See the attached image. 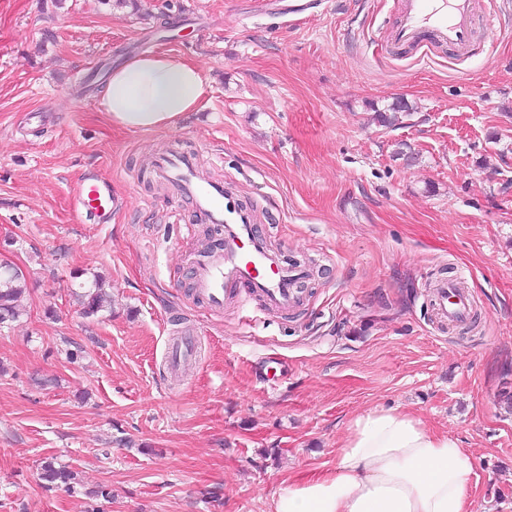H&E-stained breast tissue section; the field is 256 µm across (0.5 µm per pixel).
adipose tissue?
<instances>
[{"mask_svg": "<svg viewBox=\"0 0 512 512\" xmlns=\"http://www.w3.org/2000/svg\"><path fill=\"white\" fill-rule=\"evenodd\" d=\"M206 92L201 68L170 52L113 69L99 99L113 127H175ZM475 459L458 439L415 416L375 408L354 417L333 473L289 483L272 512H470Z\"/></svg>", "mask_w": 512, "mask_h": 512, "instance_id": "ef3b65f1", "label": "adipose tissue"}]
</instances>
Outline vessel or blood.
I'll return each mask as SVG.
<instances>
[{
  "instance_id": "vessel-or-blood-1",
  "label": "vessel or blood",
  "mask_w": 512,
  "mask_h": 512,
  "mask_svg": "<svg viewBox=\"0 0 512 512\" xmlns=\"http://www.w3.org/2000/svg\"><path fill=\"white\" fill-rule=\"evenodd\" d=\"M479 5L480 0H404L393 44L426 54L435 45L465 53L476 43H491L495 26H475ZM154 170L191 198L209 223L222 228L219 245L197 251L190 258L195 291L210 308H223L226 300L244 294L279 310L297 304L298 285L308 277V268L285 262L268 250L256 228L257 207L240 203L233 177L217 181L200 178L196 157L179 151L156 155ZM117 203L108 182L87 176L77 185L73 210L81 223L102 224ZM432 306L442 325L449 327L467 316L472 301L453 283L441 279L434 285Z\"/></svg>"
}]
</instances>
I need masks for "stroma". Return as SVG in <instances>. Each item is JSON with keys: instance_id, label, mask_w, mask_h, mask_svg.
I'll return each mask as SVG.
<instances>
[{"instance_id": "35a3bbf8", "label": "stroma", "mask_w": 512, "mask_h": 512, "mask_svg": "<svg viewBox=\"0 0 512 512\" xmlns=\"http://www.w3.org/2000/svg\"><path fill=\"white\" fill-rule=\"evenodd\" d=\"M400 8L323 0L293 22L240 0H0V260L27 277L0 327V512H270L373 408L456 437L476 512H512V27L423 60L384 50ZM146 36L197 62L207 93L173 128L112 127L99 71ZM398 98L411 115L378 123ZM166 148L263 208L266 242L310 269L299 306L197 297L186 255L216 228L155 177ZM87 173L122 201L108 223L73 216ZM96 275L112 303L88 318L74 293ZM444 277L477 322L435 321ZM48 458L77 492L43 488Z\"/></svg>"}]
</instances>
